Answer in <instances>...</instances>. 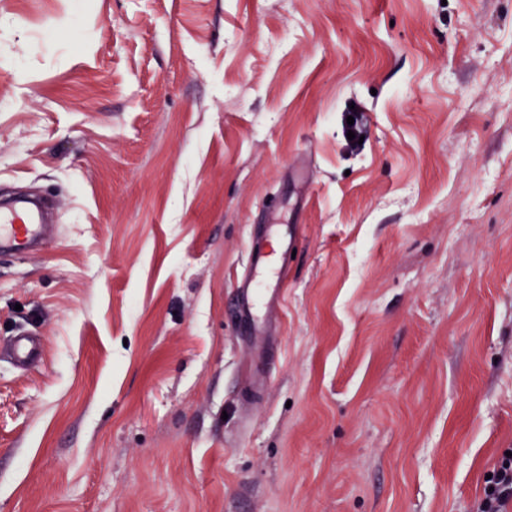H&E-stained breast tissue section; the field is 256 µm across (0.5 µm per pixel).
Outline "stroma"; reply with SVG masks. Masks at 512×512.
I'll list each match as a JSON object with an SVG mask.
<instances>
[{
    "label": "stroma",
    "mask_w": 512,
    "mask_h": 512,
    "mask_svg": "<svg viewBox=\"0 0 512 512\" xmlns=\"http://www.w3.org/2000/svg\"><path fill=\"white\" fill-rule=\"evenodd\" d=\"M18 195L54 232L0 251V512H474L512 448V0H0ZM263 224L299 236L267 341L228 314ZM12 353L16 365L24 367L41 355V345L34 336L21 333L13 339Z\"/></svg>",
    "instance_id": "1"
}]
</instances>
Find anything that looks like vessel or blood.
<instances>
[{"label": "vessel or blood", "mask_w": 512, "mask_h": 512, "mask_svg": "<svg viewBox=\"0 0 512 512\" xmlns=\"http://www.w3.org/2000/svg\"><path fill=\"white\" fill-rule=\"evenodd\" d=\"M46 233L45 225L25 207L0 210V243L15 249H26ZM267 236L273 237L272 249L255 245L248 257L252 276L239 287L237 310L239 322L247 335L263 336L267 333L268 314L280 306L285 284L281 262L296 247V238L280 224L265 227ZM13 358L17 366H25L41 354L39 341L30 334L14 337Z\"/></svg>", "instance_id": "1"}]
</instances>
